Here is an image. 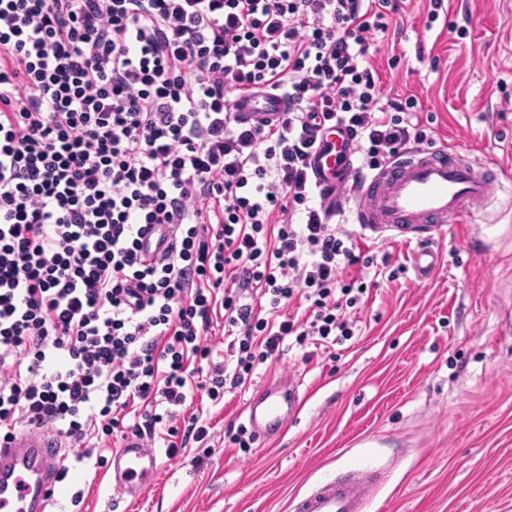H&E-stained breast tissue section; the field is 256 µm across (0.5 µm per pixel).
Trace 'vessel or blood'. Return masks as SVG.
<instances>
[{
    "mask_svg": "<svg viewBox=\"0 0 512 512\" xmlns=\"http://www.w3.org/2000/svg\"><path fill=\"white\" fill-rule=\"evenodd\" d=\"M288 109L282 96L257 92L233 101L243 120L278 119ZM312 178L329 218L352 212L362 229L390 228L400 235L427 233L455 219L468 223L479 207L503 188L486 167L444 147H414L378 172L359 170L356 148L345 127L326 130L312 157ZM304 401L295 384L266 383L255 389L244 413L253 433L268 438L282 433ZM69 447L52 433L27 426L0 441V512H50L59 487V471ZM157 455L133 436L113 449L111 480L128 496L151 484ZM370 481L355 472L321 484L295 500L294 512H365Z\"/></svg>",
    "mask_w": 512,
    "mask_h": 512,
    "instance_id": "b4317fda",
    "label": "vessel or blood"
}]
</instances>
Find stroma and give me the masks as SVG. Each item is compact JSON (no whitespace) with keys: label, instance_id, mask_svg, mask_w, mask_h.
Instances as JSON below:
<instances>
[{"label":"stroma","instance_id":"35a3bbf8","mask_svg":"<svg viewBox=\"0 0 512 512\" xmlns=\"http://www.w3.org/2000/svg\"><path fill=\"white\" fill-rule=\"evenodd\" d=\"M409 0L368 58L383 96H416L412 123L512 177V0ZM369 286L347 309L354 336L258 365L254 385L295 380L309 398L286 431L241 449L249 392L201 404L214 447L203 465L167 457L138 497L106 483L72 448V483L51 512H292L291 501L359 466L378 484L366 512H512V196L499 191L470 224L439 225V263L419 278L418 242L362 232Z\"/></svg>","mask_w":512,"mask_h":512}]
</instances>
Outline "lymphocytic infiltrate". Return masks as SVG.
<instances>
[{
    "label": "lymphocytic infiltrate",
    "instance_id": "1",
    "mask_svg": "<svg viewBox=\"0 0 512 512\" xmlns=\"http://www.w3.org/2000/svg\"><path fill=\"white\" fill-rule=\"evenodd\" d=\"M401 8L0 0L1 440L24 424L152 443L196 392L220 404L260 363L351 339L358 258L310 160L335 125L372 171L428 142L416 100L382 101L365 64ZM258 91L286 96L284 116H236ZM156 227L169 243L148 261ZM299 294L304 323L287 312Z\"/></svg>",
    "mask_w": 512,
    "mask_h": 512
}]
</instances>
